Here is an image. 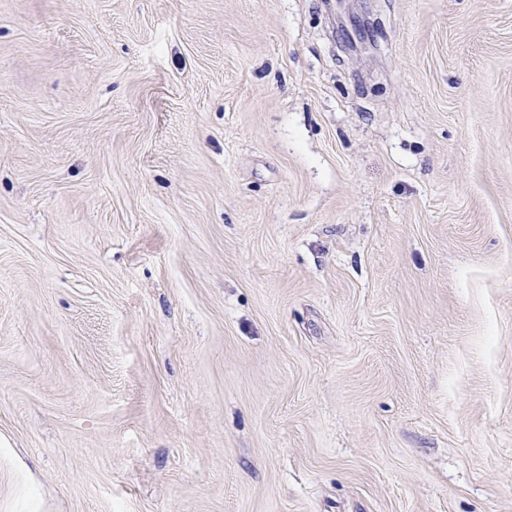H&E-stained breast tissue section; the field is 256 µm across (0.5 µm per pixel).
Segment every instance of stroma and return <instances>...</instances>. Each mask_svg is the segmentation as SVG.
<instances>
[{
  "instance_id": "stroma-1",
  "label": "stroma",
  "mask_w": 512,
  "mask_h": 512,
  "mask_svg": "<svg viewBox=\"0 0 512 512\" xmlns=\"http://www.w3.org/2000/svg\"><path fill=\"white\" fill-rule=\"evenodd\" d=\"M0 0V512H512V0ZM350 29L345 27L344 38L340 47L348 53L361 54L369 52L376 46L377 23L371 18L367 5L362 12L351 13L348 16Z\"/></svg>"
}]
</instances>
